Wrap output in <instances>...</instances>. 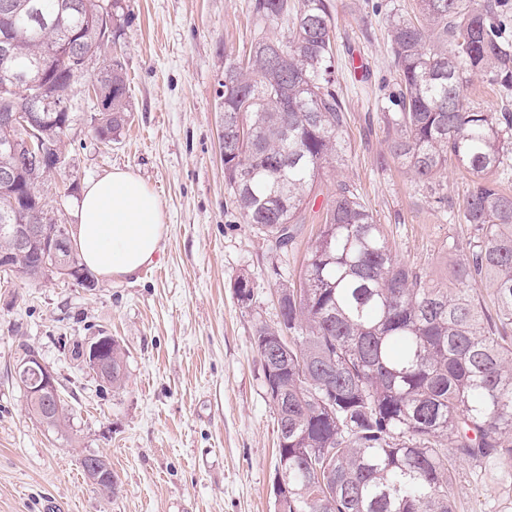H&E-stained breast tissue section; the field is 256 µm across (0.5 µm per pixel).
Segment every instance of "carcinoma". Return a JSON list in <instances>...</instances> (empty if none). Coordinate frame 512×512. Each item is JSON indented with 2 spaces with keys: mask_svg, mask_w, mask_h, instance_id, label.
I'll list each match as a JSON object with an SVG mask.
<instances>
[{
  "mask_svg": "<svg viewBox=\"0 0 512 512\" xmlns=\"http://www.w3.org/2000/svg\"><path fill=\"white\" fill-rule=\"evenodd\" d=\"M0 0V108L33 105L26 79L43 88L39 135L55 149L72 122L84 73L83 54L112 46L101 35L105 0ZM288 36L259 40L245 59H225L224 174L244 221L272 251L294 242L307 197L323 165L339 156L346 108L334 80L330 0H254ZM508 0H419V15L389 23L394 91L381 107L393 131L390 154L434 203L448 206L441 179L453 164L472 175L463 218L472 226L468 255L449 284L398 260L382 225L351 185H337L299 279L272 266L278 320L253 324L252 339L278 430L277 512H455L452 464L489 458L512 469V195L498 179L512 170V112L464 104L466 76L492 78L512 91ZM94 86L106 110L94 131L111 141L126 123L128 94L120 58ZM20 133L0 126V172L15 179L17 206L0 204V259L9 277L44 276L41 242L21 244L12 224H35L45 238L66 230L48 217L45 171L6 142ZM486 282L492 307L471 292ZM125 353L112 341L111 387L126 382ZM29 413L53 428L67 408Z\"/></svg>",
  "mask_w": 512,
  "mask_h": 512,
  "instance_id": "obj_1",
  "label": "carcinoma"
}]
</instances>
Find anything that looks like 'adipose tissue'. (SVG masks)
Here are the masks:
<instances>
[{
    "mask_svg": "<svg viewBox=\"0 0 512 512\" xmlns=\"http://www.w3.org/2000/svg\"><path fill=\"white\" fill-rule=\"evenodd\" d=\"M72 240L87 268L126 278L154 259L167 226L161 204L130 170L115 169L84 185Z\"/></svg>",
    "mask_w": 512,
    "mask_h": 512,
    "instance_id": "adipose-tissue-1",
    "label": "adipose tissue"
}]
</instances>
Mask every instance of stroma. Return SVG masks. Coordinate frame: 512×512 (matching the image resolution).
I'll use <instances>...</instances> for the list:
<instances>
[{
    "instance_id": "1",
    "label": "stroma",
    "mask_w": 512,
    "mask_h": 512,
    "mask_svg": "<svg viewBox=\"0 0 512 512\" xmlns=\"http://www.w3.org/2000/svg\"><path fill=\"white\" fill-rule=\"evenodd\" d=\"M252 0H119L123 34L79 78L61 163L44 193L55 223L74 226L79 191L107 171L133 170L156 193L167 233L155 273L81 288L53 274L0 282V512H276L277 425L252 325L277 321L276 281L298 278L339 183L352 185L398 259L448 281L467 253L461 207L470 174L448 168L449 210L438 209L389 152L380 110L394 68L384 15L418 0H331L333 54L347 108L342 150L315 183L296 244L270 255L244 224L224 177L218 110L227 56L286 28L261 22ZM129 78L128 124L111 141L94 132L91 82L112 57ZM252 309L235 296L240 278ZM111 335L127 385L102 383L74 344ZM35 350L57 375L70 412L64 429L40 424L13 369ZM106 456L120 490L101 493L81 460ZM457 512H512V470L488 461L456 472Z\"/></svg>"
}]
</instances>
